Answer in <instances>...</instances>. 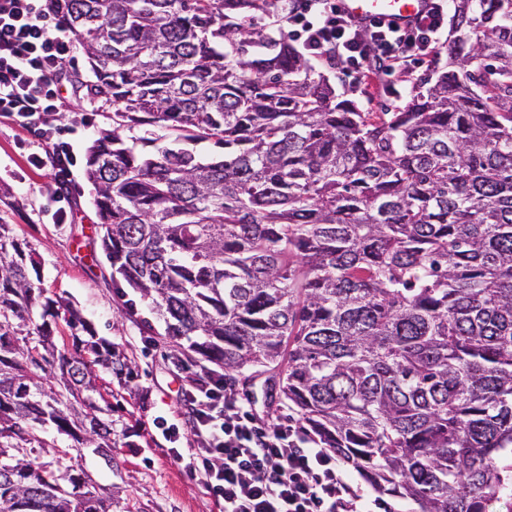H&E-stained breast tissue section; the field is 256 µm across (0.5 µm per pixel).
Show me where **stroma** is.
<instances>
[{
  "mask_svg": "<svg viewBox=\"0 0 512 512\" xmlns=\"http://www.w3.org/2000/svg\"><path fill=\"white\" fill-rule=\"evenodd\" d=\"M63 99L62 110L49 121L62 129L81 158L98 131L111 127L112 112L99 107L81 112L71 90L64 91ZM38 149L33 130L0 119V219L36 248L48 292L69 298L99 336L135 360L130 385H113L111 397L117 416L130 427L131 447L116 449L112 464L89 454L82 465L100 485L111 488L112 512H214L199 482L164 456L165 421L178 406L179 380L167 361L170 349L163 327L137 293L121 297L112 286L99 245L94 190L83 166L73 170L78 205L58 219L50 171L30 162ZM132 304L138 309L134 317L127 314ZM144 387L150 394L145 405L138 398Z\"/></svg>",
  "mask_w": 512,
  "mask_h": 512,
  "instance_id": "1",
  "label": "stroma"
}]
</instances>
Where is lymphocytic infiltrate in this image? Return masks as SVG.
<instances>
[{
	"instance_id": "lymphocytic-infiltrate-1",
	"label": "lymphocytic infiltrate",
	"mask_w": 512,
	"mask_h": 512,
	"mask_svg": "<svg viewBox=\"0 0 512 512\" xmlns=\"http://www.w3.org/2000/svg\"><path fill=\"white\" fill-rule=\"evenodd\" d=\"M280 2L291 40L363 91L394 71L434 63L448 28L447 0H430L407 28L357 22L338 0ZM74 48V34L57 24L49 0H0V117L37 129L47 149L33 161L49 167L62 201L72 198L77 156L47 118L60 107L61 87L79 82L69 66ZM176 417L166 433L187 430L190 446L168 454L198 478L217 512H362L363 493L334 450L291 422L259 423L222 373L183 379Z\"/></svg>"
}]
</instances>
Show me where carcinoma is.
Returning a JSON list of instances; mask_svg holds the SVG:
<instances>
[{
  "mask_svg": "<svg viewBox=\"0 0 512 512\" xmlns=\"http://www.w3.org/2000/svg\"><path fill=\"white\" fill-rule=\"evenodd\" d=\"M57 2L112 107L85 176L116 293L416 512L512 499V0H450L445 62L379 112L277 0ZM40 267L1 223L0 512H112L74 461L133 447L96 370L133 362Z\"/></svg>",
  "mask_w": 512,
  "mask_h": 512,
  "instance_id": "cac0c4a2",
  "label": "carcinoma"
}]
</instances>
